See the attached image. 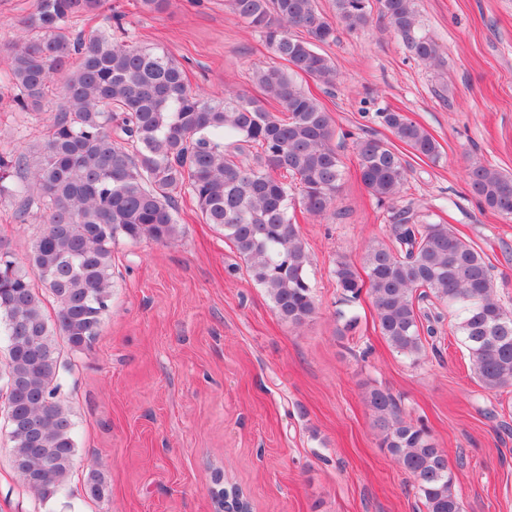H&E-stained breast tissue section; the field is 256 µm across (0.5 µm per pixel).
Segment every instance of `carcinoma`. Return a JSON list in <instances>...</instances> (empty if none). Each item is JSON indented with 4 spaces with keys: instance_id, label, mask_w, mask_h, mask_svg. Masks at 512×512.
<instances>
[{
    "instance_id": "1",
    "label": "carcinoma",
    "mask_w": 512,
    "mask_h": 512,
    "mask_svg": "<svg viewBox=\"0 0 512 512\" xmlns=\"http://www.w3.org/2000/svg\"><path fill=\"white\" fill-rule=\"evenodd\" d=\"M263 34L281 60L253 71L259 92L210 96L163 50L115 24L86 36L76 24L99 14L103 0H34L6 42L4 79L23 112H41L62 91L34 155L0 154V200L21 220L36 208L45 224L25 260L0 241V333L12 458L37 471L17 475L41 501L65 492L75 456L74 422L58 398L64 368L55 336L82 350L99 335L112 292V247L120 239L170 245L179 236L175 199L189 194L205 224L217 226L265 289L279 318L302 326L316 311L308 277L311 254L296 212L328 215L341 188L336 128L298 77L332 87L336 66L316 44L355 31L373 13L387 19L410 54L433 62L438 49L420 33L415 0H224ZM378 123L418 157L440 155L436 139L406 113L384 109ZM360 181L377 203L396 201L408 181L406 161L385 139L356 143ZM472 195L512 217V175L481 161L466 173ZM298 193H293V185ZM364 273L336 260V287L347 303L371 298L375 329L413 363L426 353L421 303L448 309L470 370L488 393L512 389V310L498 299L491 266L451 225L425 221L409 206L393 212L388 240L365 247ZM57 303L54 322L45 296ZM367 403L379 447L413 479L422 512H463L446 452L427 429L406 420L387 391Z\"/></svg>"
}]
</instances>
